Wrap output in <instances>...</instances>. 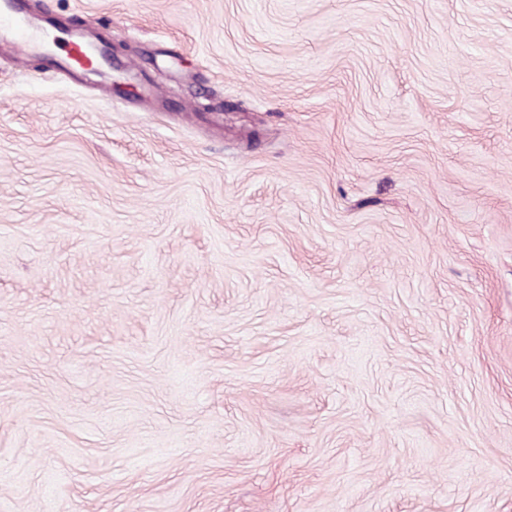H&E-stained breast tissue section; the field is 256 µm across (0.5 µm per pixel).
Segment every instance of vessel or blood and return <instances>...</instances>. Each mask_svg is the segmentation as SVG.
<instances>
[{"instance_id": "obj_1", "label": "vessel or blood", "mask_w": 512, "mask_h": 512, "mask_svg": "<svg viewBox=\"0 0 512 512\" xmlns=\"http://www.w3.org/2000/svg\"><path fill=\"white\" fill-rule=\"evenodd\" d=\"M9 44L17 57L42 56L50 71L71 77L94 73L107 79L112 60L104 48L88 45L75 33L58 36L48 26L31 24L18 0H0V43Z\"/></svg>"}]
</instances>
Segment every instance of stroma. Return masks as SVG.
Segmentation results:
<instances>
[{
  "label": "stroma",
  "instance_id": "obj_1",
  "mask_svg": "<svg viewBox=\"0 0 512 512\" xmlns=\"http://www.w3.org/2000/svg\"><path fill=\"white\" fill-rule=\"evenodd\" d=\"M31 2L0 512H512V0ZM51 28L56 29L31 24L16 0L0 1V45L9 44L18 58L41 55L47 69L55 73L81 78L91 71L103 78L100 86L105 88L112 76V59L106 49L88 45L79 34L56 29L65 35L58 36ZM61 43L67 48L62 49Z\"/></svg>",
  "mask_w": 512,
  "mask_h": 512
}]
</instances>
